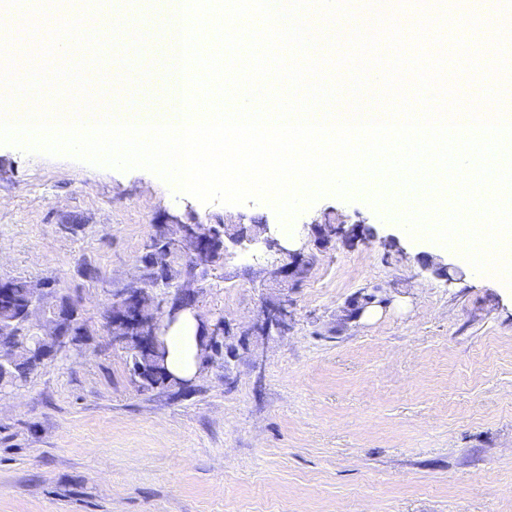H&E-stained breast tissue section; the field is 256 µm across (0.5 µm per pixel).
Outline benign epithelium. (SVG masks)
<instances>
[{
	"label": "benign epithelium",
	"mask_w": 512,
	"mask_h": 512,
	"mask_svg": "<svg viewBox=\"0 0 512 512\" xmlns=\"http://www.w3.org/2000/svg\"><path fill=\"white\" fill-rule=\"evenodd\" d=\"M224 240L241 244H261L267 250L286 257L287 263L276 269V274L288 280V288L298 285L295 270L308 264L312 256L301 249L291 250L281 245L268 224H226L223 226ZM314 245L323 248L339 239L347 245H354L361 240L360 225L345 224H314L312 225ZM214 234L210 224H157L151 236L155 246L145 250L147 260L157 264L175 252L187 258V265L182 282L175 286L174 291H159L154 285L150 289L141 288L143 277L131 281L118 298L113 302L107 319V327L112 336V346L125 349L136 339L139 349L147 352L151 358V373L158 379L156 387L165 390L170 385L164 369L162 340L168 329L175 324L180 315L189 311L200 322L202 330L207 332L209 341L220 342L231 337V331L225 320L212 322L204 318L197 305L184 306L180 297L191 291L196 271L202 265H211V259L205 253L206 240ZM381 287L376 286L366 297L357 296V300L346 305L345 317L348 320L361 318L374 307H383L387 300L378 297ZM48 293L42 285L32 290L25 312L19 319L0 318V328L13 323L26 332L34 333L42 340L36 341V351L31 354L34 367H39L48 356L42 353L41 341L45 340L61 349L74 344L75 337L71 336L70 327L73 313L64 306L61 300L47 303ZM292 316V302L286 297H278L266 301L261 307L260 319L250 328L241 332L245 336L251 332L270 336L281 334L288 329V320Z\"/></svg>",
	"instance_id": "benign-epithelium-1"
}]
</instances>
